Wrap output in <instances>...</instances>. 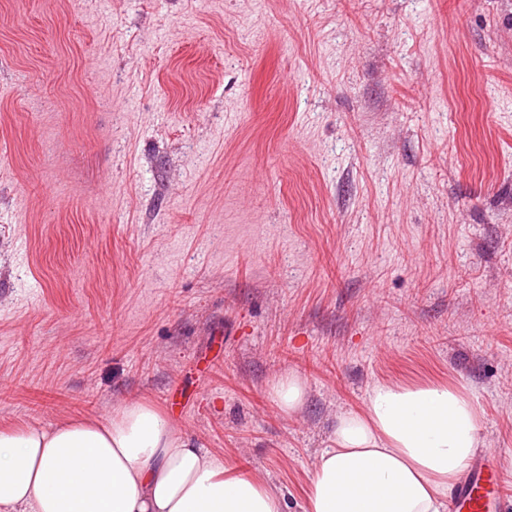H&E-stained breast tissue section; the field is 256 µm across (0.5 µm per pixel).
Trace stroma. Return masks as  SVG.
<instances>
[{"instance_id":"35a3bbf8","label":"stroma","mask_w":512,"mask_h":512,"mask_svg":"<svg viewBox=\"0 0 512 512\" xmlns=\"http://www.w3.org/2000/svg\"><path fill=\"white\" fill-rule=\"evenodd\" d=\"M381 381L512 491V0H0V425L170 396L303 512ZM271 394L278 409L289 416L302 406L306 394V383L295 374H285L273 382Z\"/></svg>"}]
</instances>
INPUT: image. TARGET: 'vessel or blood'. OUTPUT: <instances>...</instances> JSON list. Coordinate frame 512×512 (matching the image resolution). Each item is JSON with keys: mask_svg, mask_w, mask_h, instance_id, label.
<instances>
[{"mask_svg": "<svg viewBox=\"0 0 512 512\" xmlns=\"http://www.w3.org/2000/svg\"><path fill=\"white\" fill-rule=\"evenodd\" d=\"M511 507L512 495L503 490L497 463L489 455H477L455 493L453 512H507Z\"/></svg>", "mask_w": 512, "mask_h": 512, "instance_id": "1", "label": "vessel or blood"}]
</instances>
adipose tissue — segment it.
Listing matches in <instances>:
<instances>
[{
    "label": "adipose tissue",
    "mask_w": 512,
    "mask_h": 512,
    "mask_svg": "<svg viewBox=\"0 0 512 512\" xmlns=\"http://www.w3.org/2000/svg\"><path fill=\"white\" fill-rule=\"evenodd\" d=\"M473 400L444 383H378L336 419L303 512H447L479 444ZM257 474L196 447L160 407L127 400L107 420L0 428V512H283Z\"/></svg>",
    "instance_id": "adipose-tissue-1"
}]
</instances>
